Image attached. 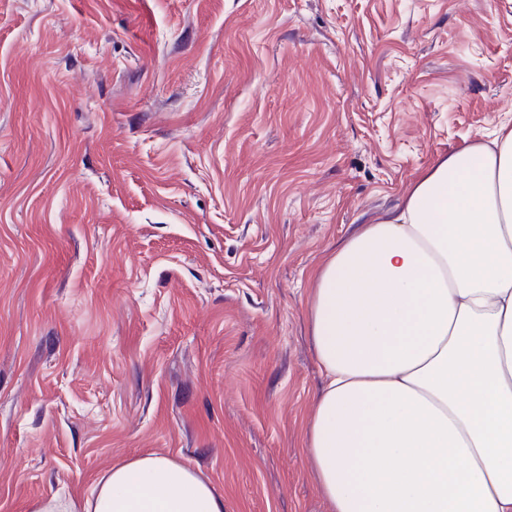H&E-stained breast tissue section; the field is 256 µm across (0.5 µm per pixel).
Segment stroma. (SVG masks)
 <instances>
[{
    "mask_svg": "<svg viewBox=\"0 0 512 512\" xmlns=\"http://www.w3.org/2000/svg\"><path fill=\"white\" fill-rule=\"evenodd\" d=\"M512 120V0H0V512L153 453L329 512L313 276Z\"/></svg>",
    "mask_w": 512,
    "mask_h": 512,
    "instance_id": "1",
    "label": "stroma"
}]
</instances>
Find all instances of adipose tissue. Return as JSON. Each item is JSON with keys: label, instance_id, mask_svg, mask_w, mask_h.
Returning <instances> with one entry per match:
<instances>
[{"label": "adipose tissue", "instance_id": "1", "mask_svg": "<svg viewBox=\"0 0 512 512\" xmlns=\"http://www.w3.org/2000/svg\"><path fill=\"white\" fill-rule=\"evenodd\" d=\"M309 319L323 385L307 455L330 512H512V124L440 157L330 256ZM32 512H224V498L146 454L83 506Z\"/></svg>", "mask_w": 512, "mask_h": 512}]
</instances>
